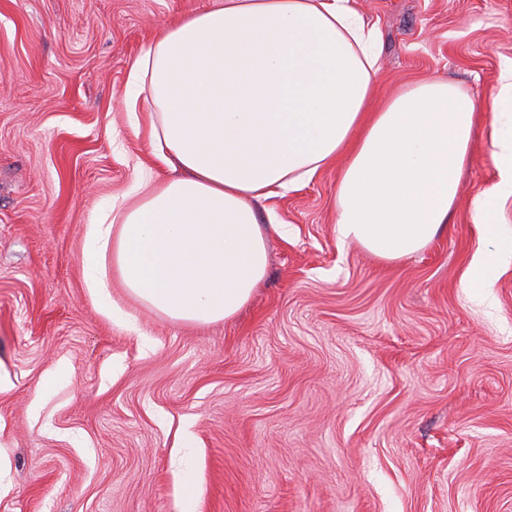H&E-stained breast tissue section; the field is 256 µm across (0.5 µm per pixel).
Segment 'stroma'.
<instances>
[{
    "label": "stroma",
    "instance_id": "obj_1",
    "mask_svg": "<svg viewBox=\"0 0 512 512\" xmlns=\"http://www.w3.org/2000/svg\"><path fill=\"white\" fill-rule=\"evenodd\" d=\"M351 4L378 32L371 109L428 79L484 104L512 60V0ZM213 5L0 0V512H512V260L487 299L462 281L492 248L484 136L416 254L339 239L328 167L257 204L268 269L234 317L173 320L111 270L101 313L87 224L174 175L134 133L130 71Z\"/></svg>",
    "mask_w": 512,
    "mask_h": 512
}]
</instances>
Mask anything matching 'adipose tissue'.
Wrapping results in <instances>:
<instances>
[{"instance_id": "ef3b65f1", "label": "adipose tissue", "mask_w": 512, "mask_h": 512, "mask_svg": "<svg viewBox=\"0 0 512 512\" xmlns=\"http://www.w3.org/2000/svg\"><path fill=\"white\" fill-rule=\"evenodd\" d=\"M375 33L349 0H217L144 48L130 77L148 86L155 155L180 177L137 204L107 207L85 230L87 284L111 260L124 288L169 317L209 323L234 316L267 268L255 202L307 184L340 164L336 233L399 260L448 222L470 159L477 103L450 82L426 81L369 111ZM486 136L498 179L472 202L474 223L496 239L465 287H491L512 258L495 205L512 195V62L491 90Z\"/></svg>"}]
</instances>
